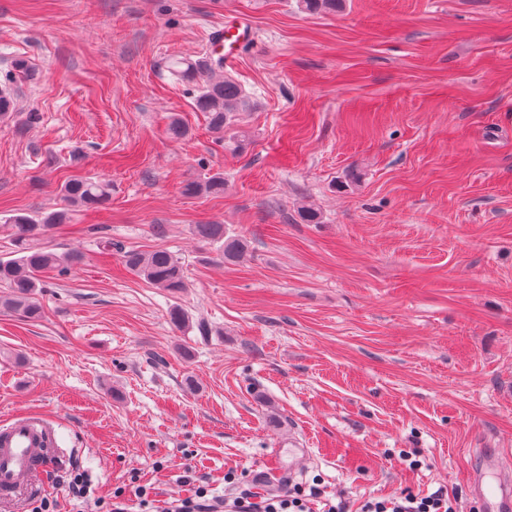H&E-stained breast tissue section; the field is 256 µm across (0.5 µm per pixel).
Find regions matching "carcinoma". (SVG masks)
<instances>
[{
	"label": "carcinoma",
	"instance_id": "cac0c4a2",
	"mask_svg": "<svg viewBox=\"0 0 512 512\" xmlns=\"http://www.w3.org/2000/svg\"><path fill=\"white\" fill-rule=\"evenodd\" d=\"M174 75L191 86L194 104L204 114L209 129L217 134L224 148L236 153L249 144V133L243 128V115L254 109L252 98L238 80L224 72V56L215 52L195 61L182 59L170 64ZM29 72L27 61H14V73L0 80V117L14 109L8 84L13 74ZM63 198L72 206L85 211H97L110 200V188L94 177L73 178L60 187ZM188 196L200 194L219 196L224 194V176L215 174L203 183L191 182L185 186ZM67 219V212L47 213L39 218L17 214L8 218L13 230L15 257L0 259V288L7 292L0 295V308L19 314L27 319L42 315L36 295L41 288V274L55 270L59 275L68 274L72 267L81 264L83 257L77 252L56 253L35 245V241ZM194 232L209 243H224V261L234 263L248 250L247 243L227 235L222 224H198ZM124 267L143 278L156 288L171 294L185 287L183 269L175 255L163 248L147 252L130 250L123 252Z\"/></svg>",
	"mask_w": 512,
	"mask_h": 512
}]
</instances>
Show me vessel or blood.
Segmentation results:
<instances>
[{
    "label": "vessel or blood",
    "mask_w": 512,
    "mask_h": 512,
    "mask_svg": "<svg viewBox=\"0 0 512 512\" xmlns=\"http://www.w3.org/2000/svg\"><path fill=\"white\" fill-rule=\"evenodd\" d=\"M51 428L42 420L18 417L0 424V499L15 497L23 481L58 459ZM477 493L492 504V512H512V484L499 480L487 485L475 479Z\"/></svg>",
    "instance_id": "1"
}]
</instances>
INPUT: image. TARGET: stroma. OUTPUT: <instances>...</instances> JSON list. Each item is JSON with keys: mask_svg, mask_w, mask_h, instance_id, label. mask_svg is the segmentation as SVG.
I'll return each mask as SVG.
<instances>
[{"mask_svg": "<svg viewBox=\"0 0 512 512\" xmlns=\"http://www.w3.org/2000/svg\"><path fill=\"white\" fill-rule=\"evenodd\" d=\"M235 19L258 34L224 64L256 104L240 154L168 68ZM17 58L0 258L8 215L65 209L43 244L84 261L44 274L41 319L0 310V419L43 417L65 452L0 512H72L74 466L106 498L445 488L487 512L479 449L512 463V0H0V76ZM216 173L223 196L184 195ZM76 175L111 183L106 209L67 208ZM155 248L182 292L124 268ZM194 232L201 239L209 243L224 242V260L228 263L238 261L248 250L247 243L232 236H227L224 225L221 224H198Z\"/></svg>", "mask_w": 512, "mask_h": 512, "instance_id": "stroma-1", "label": "stroma"}]
</instances>
